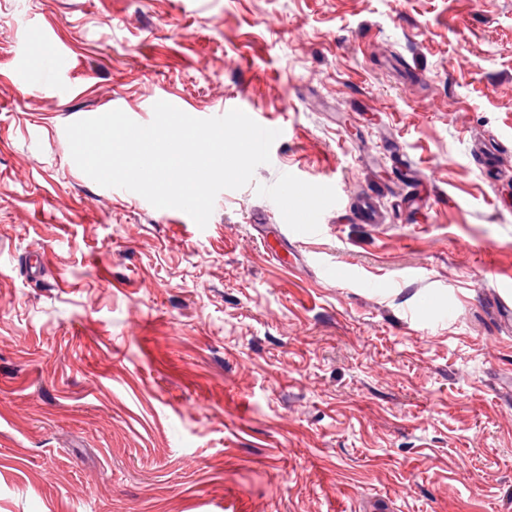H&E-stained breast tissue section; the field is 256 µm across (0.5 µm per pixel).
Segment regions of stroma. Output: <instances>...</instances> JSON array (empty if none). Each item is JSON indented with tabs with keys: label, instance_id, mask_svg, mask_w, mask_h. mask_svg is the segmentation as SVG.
<instances>
[{
	"label": "stroma",
	"instance_id": "1",
	"mask_svg": "<svg viewBox=\"0 0 512 512\" xmlns=\"http://www.w3.org/2000/svg\"><path fill=\"white\" fill-rule=\"evenodd\" d=\"M169 99L285 131L203 228L71 157ZM0 512H512V0H0ZM292 184L302 190L303 201L299 203L297 198L291 194L278 195L276 198V205L278 209L288 218V212L292 215L300 213V219L305 226L314 228L319 231L320 225L317 223L318 204L323 196V191H320L315 185L306 184L295 178L292 179Z\"/></svg>",
	"mask_w": 512,
	"mask_h": 512
}]
</instances>
